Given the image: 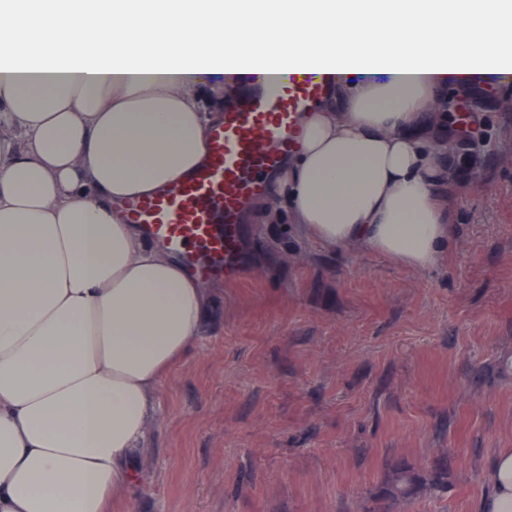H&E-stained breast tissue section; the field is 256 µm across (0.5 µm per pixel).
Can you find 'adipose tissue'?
I'll use <instances>...</instances> for the list:
<instances>
[{
  "label": "adipose tissue",
  "instance_id": "1",
  "mask_svg": "<svg viewBox=\"0 0 512 512\" xmlns=\"http://www.w3.org/2000/svg\"><path fill=\"white\" fill-rule=\"evenodd\" d=\"M294 69L328 83L276 175L298 234L442 262L445 90L512 74V0H0V512H109L138 479L214 286L130 207ZM491 483L512 512V448Z\"/></svg>",
  "mask_w": 512,
  "mask_h": 512
}]
</instances>
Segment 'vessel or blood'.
Masks as SVG:
<instances>
[{
	"label": "vessel or blood",
	"instance_id": "1",
	"mask_svg": "<svg viewBox=\"0 0 512 512\" xmlns=\"http://www.w3.org/2000/svg\"><path fill=\"white\" fill-rule=\"evenodd\" d=\"M326 91L324 79L289 76L275 95L246 89L224 108V120L209 133L207 161L185 180L131 207V219L149 238L183 253L187 266L201 279L223 273L239 238V211L266 195V173L276 170L298 145L300 120Z\"/></svg>",
	"mask_w": 512,
	"mask_h": 512
}]
</instances>
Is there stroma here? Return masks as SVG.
<instances>
[{"label": "stroma", "instance_id": "obj_1", "mask_svg": "<svg viewBox=\"0 0 512 512\" xmlns=\"http://www.w3.org/2000/svg\"><path fill=\"white\" fill-rule=\"evenodd\" d=\"M449 177L448 260L413 269L247 221L242 276L156 395L135 486L112 512H480L512 448V86L476 84ZM453 458L448 490L430 465ZM418 485L392 489L396 464Z\"/></svg>", "mask_w": 512, "mask_h": 512}]
</instances>
